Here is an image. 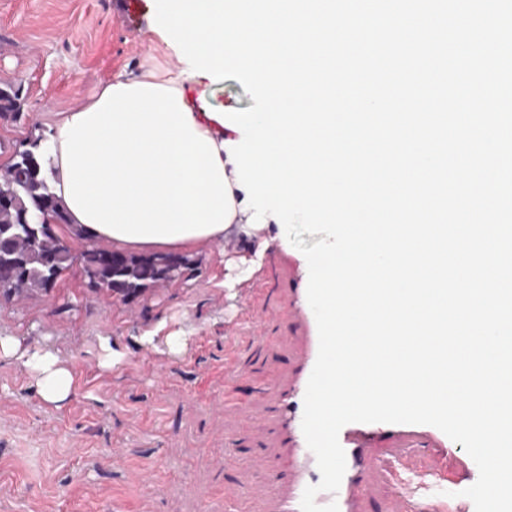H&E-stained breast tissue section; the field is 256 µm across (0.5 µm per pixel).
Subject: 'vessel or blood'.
Wrapping results in <instances>:
<instances>
[{
  "label": "vessel or blood",
  "instance_id": "obj_1",
  "mask_svg": "<svg viewBox=\"0 0 512 512\" xmlns=\"http://www.w3.org/2000/svg\"><path fill=\"white\" fill-rule=\"evenodd\" d=\"M305 335L297 351V364L288 380H275L266 394L265 431L277 432L282 447L290 449L292 462L286 472L268 474L259 456L243 457L237 449L224 450V465L228 468L247 466L253 481L239 487L236 499L268 501L271 512H300L306 487L318 484L321 474L316 457L308 448L302 429L304 395L308 379L318 355L319 337L315 321H307ZM382 429L378 423H350L339 433V442L346 455V471L337 492H318L315 501L325 506L337 503L339 512H364L363 500L373 482L391 486L392 492L381 512H405L418 491L410 481H396L395 463L407 459L423 448L442 454L448 450L449 438L441 430L423 424H393L389 430L393 439L383 453L372 448Z\"/></svg>",
  "mask_w": 512,
  "mask_h": 512
}]
</instances>
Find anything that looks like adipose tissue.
<instances>
[{
  "mask_svg": "<svg viewBox=\"0 0 512 512\" xmlns=\"http://www.w3.org/2000/svg\"><path fill=\"white\" fill-rule=\"evenodd\" d=\"M184 82L180 73L119 78L56 122L53 190L68 212V236L188 250L246 225L224 127L195 108ZM1 358L20 361L46 403L61 404L75 389L54 351L30 350L22 337L0 336Z\"/></svg>",
  "mask_w": 512,
  "mask_h": 512,
  "instance_id": "1",
  "label": "adipose tissue"
}]
</instances>
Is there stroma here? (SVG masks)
I'll return each mask as SVG.
<instances>
[{
  "label": "stroma",
  "mask_w": 512,
  "mask_h": 512,
  "mask_svg": "<svg viewBox=\"0 0 512 512\" xmlns=\"http://www.w3.org/2000/svg\"><path fill=\"white\" fill-rule=\"evenodd\" d=\"M155 0H0V87L18 88L17 117L0 116V162L19 142L47 146L62 114L90 103L118 75L151 68L187 71L155 33ZM185 92L213 112L246 110L253 99L233 78L189 76ZM255 242L270 245L261 269L227 290L215 275L238 276L243 250L236 230L219 242L184 251L189 277L156 291L123 295L91 287L72 267L54 288L16 301L0 297V336L57 350L77 387L61 406L45 403L19 362L0 360V512H199L208 501L224 512L225 489L250 481L251 471L224 470V436H237L243 455L254 450L260 394L269 380L287 377L300 335L295 308L309 271L283 225H258ZM262 323L259 343L228 347L227 326L241 312ZM182 336L181 351L142 347L152 330ZM108 336L122 359L102 368L97 339ZM233 354L241 378L224 380ZM232 395L251 412L225 414ZM125 452L112 464L113 449ZM465 449L448 454L420 498L434 504L437 488L452 497L478 479ZM149 474L144 488L129 474Z\"/></svg>",
  "instance_id": "obj_1"
}]
</instances>
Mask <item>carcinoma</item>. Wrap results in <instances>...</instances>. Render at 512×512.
Masks as SVG:
<instances>
[{
    "instance_id": "carcinoma-1",
    "label": "carcinoma",
    "mask_w": 512,
    "mask_h": 512,
    "mask_svg": "<svg viewBox=\"0 0 512 512\" xmlns=\"http://www.w3.org/2000/svg\"><path fill=\"white\" fill-rule=\"evenodd\" d=\"M14 195V205L0 210V295L10 299L21 293L47 291L68 268L78 264L89 283L99 288L117 286L138 292L159 284L165 256L151 264L140 256L128 255L116 265H107L102 255L107 248L93 245L79 255L72 254L61 238L40 230L33 220L36 207L49 202L59 223L68 219L60 200L51 189L45 155L35 153L21 142L11 162L0 174V192Z\"/></svg>"
}]
</instances>
